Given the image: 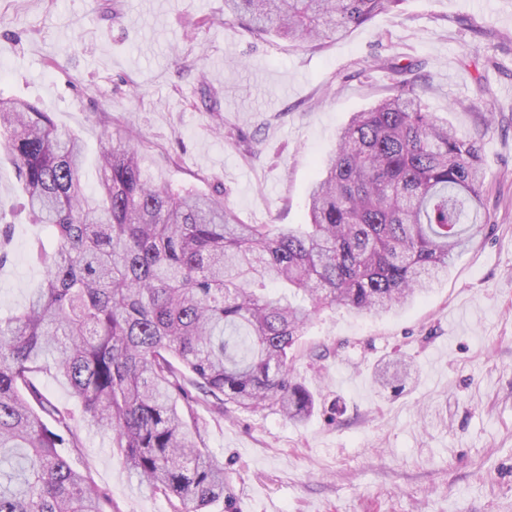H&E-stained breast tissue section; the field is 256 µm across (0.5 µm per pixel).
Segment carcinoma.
<instances>
[{"mask_svg":"<svg viewBox=\"0 0 512 512\" xmlns=\"http://www.w3.org/2000/svg\"><path fill=\"white\" fill-rule=\"evenodd\" d=\"M400 2L224 0V13L258 38L322 45ZM388 69L396 93L341 129L297 225L242 224L221 196L154 184L107 130L89 195L81 138L0 98V147L54 240L34 245L44 287L0 319V512H112L78 465L81 427L109 434L172 512H205L224 497V466L196 406L309 417L314 396L290 367L306 324L336 306L388 313L448 276L483 205L481 145L427 110L412 67ZM47 372L81 418L41 393ZM412 372L396 358L376 382L403 388Z\"/></svg>","mask_w":512,"mask_h":512,"instance_id":"cac0c4a2","label":"carcinoma"}]
</instances>
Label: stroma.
I'll return each mask as SVG.
<instances>
[{
  "label": "stroma",
  "instance_id": "obj_1",
  "mask_svg": "<svg viewBox=\"0 0 512 512\" xmlns=\"http://www.w3.org/2000/svg\"><path fill=\"white\" fill-rule=\"evenodd\" d=\"M415 64L429 111L481 139L484 207L447 280L383 315L326 309L294 353L314 413H199L224 465L208 512H512V0H402L320 46L257 38L224 0H0V96L48 112L86 148L98 180L102 130L139 140L146 174L223 193L246 224H303L310 184L353 113L394 94L390 64ZM241 129L246 145L215 128ZM0 149V318L44 273L48 229L30 223ZM410 357L418 380L377 395L382 358ZM81 457L117 512H171L140 486L109 436L83 432Z\"/></svg>",
  "mask_w": 512,
  "mask_h": 512
}]
</instances>
